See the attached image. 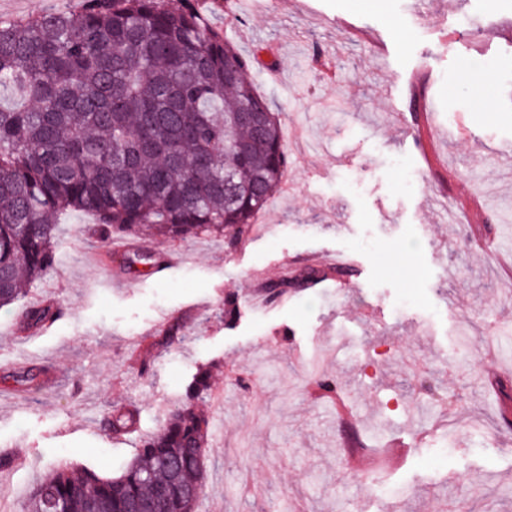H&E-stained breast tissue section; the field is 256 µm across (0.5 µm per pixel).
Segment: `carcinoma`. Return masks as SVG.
<instances>
[{
    "instance_id": "cac0c4a2",
    "label": "carcinoma",
    "mask_w": 512,
    "mask_h": 512,
    "mask_svg": "<svg viewBox=\"0 0 512 512\" xmlns=\"http://www.w3.org/2000/svg\"><path fill=\"white\" fill-rule=\"evenodd\" d=\"M203 0H84L78 13L0 17V307L20 301L57 262L56 228L92 215L100 235L187 240L247 231L280 190L288 158L277 114ZM238 112H267L262 128ZM61 309L32 303L23 324ZM212 391L199 370L183 402L122 473L53 467L27 512H196L206 476ZM137 412L107 418L112 438Z\"/></svg>"
}]
</instances>
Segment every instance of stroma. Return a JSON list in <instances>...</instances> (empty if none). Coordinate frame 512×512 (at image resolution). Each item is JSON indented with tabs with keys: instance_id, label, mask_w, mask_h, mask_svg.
Segmentation results:
<instances>
[{
	"instance_id": "stroma-1",
	"label": "stroma",
	"mask_w": 512,
	"mask_h": 512,
	"mask_svg": "<svg viewBox=\"0 0 512 512\" xmlns=\"http://www.w3.org/2000/svg\"><path fill=\"white\" fill-rule=\"evenodd\" d=\"M83 6L0 0V17ZM208 18L253 59L287 186L242 236L120 237V262L93 217L62 220L56 268L0 309V448L26 460L4 512H25L61 460L119 475L202 367L223 399L200 404L211 424L197 512H512V279L470 247L481 228L512 248V0H224ZM412 72L443 133L428 162L408 136ZM478 77L493 111L479 109ZM467 196L481 218L459 207ZM149 253L171 256L166 277L128 269ZM340 254L357 262L345 276ZM311 268L323 282L261 300L262 284ZM38 299L62 317L19 335ZM176 318L184 339L140 371V344ZM128 403L138 429L113 438L103 419ZM351 447L385 460L352 465Z\"/></svg>"
}]
</instances>
